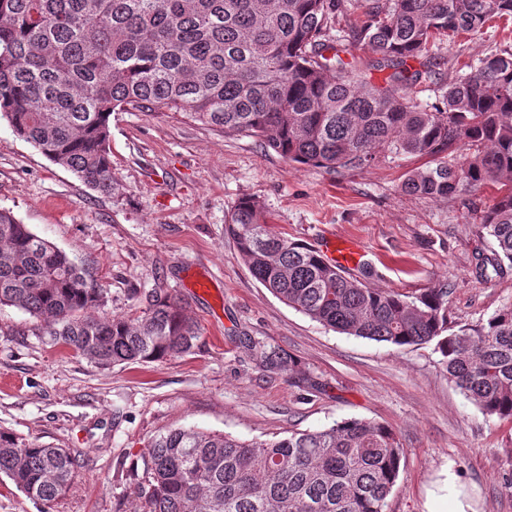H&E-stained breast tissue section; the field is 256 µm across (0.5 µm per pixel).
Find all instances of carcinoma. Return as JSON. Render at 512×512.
I'll return each mask as SVG.
<instances>
[{
    "instance_id": "cac0c4a2",
    "label": "carcinoma",
    "mask_w": 512,
    "mask_h": 512,
    "mask_svg": "<svg viewBox=\"0 0 512 512\" xmlns=\"http://www.w3.org/2000/svg\"><path fill=\"white\" fill-rule=\"evenodd\" d=\"M360 0H0V120L93 190L112 192L110 118L130 109L185 118L260 140L290 162L364 168L379 150L429 157L401 185L449 198L496 188L479 217L493 257L512 264V49L440 86L427 109L410 95L432 70L410 62L444 38L512 17V0H365L348 44L328 23ZM366 45L359 75L343 55ZM226 233L260 284L334 331L398 347L435 343L452 382L487 417L512 421V307L448 326V289L416 297L369 288L310 245L272 232L262 204L240 198ZM103 289L83 267L0 209V306L46 323L44 335L101 366L190 352L198 328L157 292L142 314L91 316ZM268 371L294 373L278 348L248 341ZM404 457L396 433L351 418L275 440L174 429L150 442L146 512H385ZM80 467L67 448L0 430V474L50 504Z\"/></svg>"
}]
</instances>
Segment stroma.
<instances>
[{"label": "stroma", "instance_id": "stroma-1", "mask_svg": "<svg viewBox=\"0 0 512 512\" xmlns=\"http://www.w3.org/2000/svg\"><path fill=\"white\" fill-rule=\"evenodd\" d=\"M512 48V19L432 47L442 77ZM110 194L91 189L0 121V208L85 266L104 310H141L164 291L198 328L191 352L102 367L47 344L43 320L0 307V429L68 448L81 466L46 505L0 475V512H144V453L172 428L243 441L277 439L357 418L392 428L404 449L386 512H427L429 491L451 470L475 512H512V421L486 418L449 382L433 344L397 347L348 336L284 304L258 283L225 233L243 196L260 201L273 231L319 245L356 240L365 257L350 276L416 296L448 290V322L487 320L512 305V264L480 274L491 256L477 232L494 192L449 199L407 195L401 183L424 158L391 157L329 172L292 164L257 139L175 112L113 113ZM211 276L210 296L189 286ZM295 357L300 374L260 368L245 338Z\"/></svg>", "mask_w": 512, "mask_h": 512}]
</instances>
